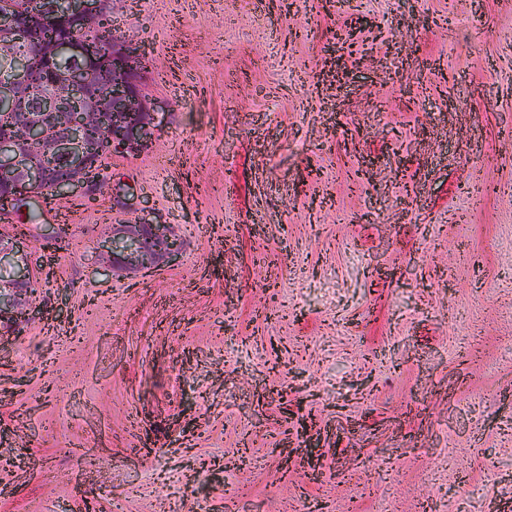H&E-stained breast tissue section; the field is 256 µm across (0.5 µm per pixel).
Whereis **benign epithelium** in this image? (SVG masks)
Segmentation results:
<instances>
[{
    "label": "benign epithelium",
    "instance_id": "1",
    "mask_svg": "<svg viewBox=\"0 0 512 512\" xmlns=\"http://www.w3.org/2000/svg\"><path fill=\"white\" fill-rule=\"evenodd\" d=\"M111 7L112 0H67L64 16L76 20L81 33L94 35ZM22 18L16 9L0 3V112L9 117L0 125V204L26 210L47 192L59 198L79 194L93 199L101 188L103 149L98 140L85 135L87 128L105 127L114 154L134 156L152 145L153 104L140 92L142 73L136 68L121 75L108 72L109 59L129 54V44L116 35L102 52L98 71L79 63L55 80L50 92L36 98L33 85L45 66L62 52L80 58L83 42L78 37L39 38L32 51L21 56L12 49V38L21 30ZM17 128L28 130V141L41 158L61 162L64 175L38 167L27 145L13 135ZM170 229L146 220L115 224L103 241L101 256L110 268L131 273L172 262L180 255L179 238L151 257L144 250L146 242L171 236ZM28 249L27 238L0 234V268L10 269L9 278L0 284L3 321L27 315L26 299L34 285Z\"/></svg>",
    "mask_w": 512,
    "mask_h": 512
}]
</instances>
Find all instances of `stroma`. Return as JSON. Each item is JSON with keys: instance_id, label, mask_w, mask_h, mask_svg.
Returning a JSON list of instances; mask_svg holds the SVG:
<instances>
[{"instance_id": "1", "label": "stroma", "mask_w": 512, "mask_h": 512, "mask_svg": "<svg viewBox=\"0 0 512 512\" xmlns=\"http://www.w3.org/2000/svg\"><path fill=\"white\" fill-rule=\"evenodd\" d=\"M112 18L159 131L39 205L32 266L71 246L0 329V512H512V0ZM117 181L175 263L99 269Z\"/></svg>"}]
</instances>
